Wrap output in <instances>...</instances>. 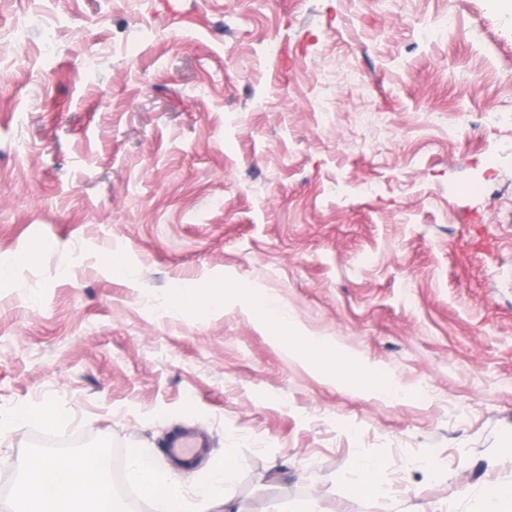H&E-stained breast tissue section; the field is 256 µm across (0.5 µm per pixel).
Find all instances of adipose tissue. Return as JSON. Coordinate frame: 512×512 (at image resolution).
Instances as JSON below:
<instances>
[{
	"label": "adipose tissue",
	"mask_w": 512,
	"mask_h": 512,
	"mask_svg": "<svg viewBox=\"0 0 512 512\" xmlns=\"http://www.w3.org/2000/svg\"><path fill=\"white\" fill-rule=\"evenodd\" d=\"M237 297L251 298V312L287 341L290 357L308 361L326 349V341L304 332L287 306L258 294L254 284L234 278H225L208 293L166 298L159 305L167 310L188 309L206 315ZM230 469L227 461L213 467L206 489L189 503L182 485L167 471L153 468L137 453L127 461L130 478L145 497L160 501L163 512H211L215 502L227 498ZM28 470L27 477L15 489V500L22 504V512H131L122 499L113 495L109 476L97 459L38 456L30 461Z\"/></svg>",
	"instance_id": "adipose-tissue-1"
}]
</instances>
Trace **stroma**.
<instances>
[{
  "label": "stroma",
  "instance_id": "stroma-1",
  "mask_svg": "<svg viewBox=\"0 0 512 512\" xmlns=\"http://www.w3.org/2000/svg\"><path fill=\"white\" fill-rule=\"evenodd\" d=\"M0 39V507L32 457L101 450L190 490L231 458L213 512H470L512 483L499 0H5ZM227 276L332 351L289 358L239 302L152 306ZM364 458L386 496L352 491ZM345 363L360 379L372 380L383 398L397 399L407 395L406 390L397 380L389 375L376 376L373 369L359 357L346 356Z\"/></svg>",
  "mask_w": 512,
  "mask_h": 512
}]
</instances>
